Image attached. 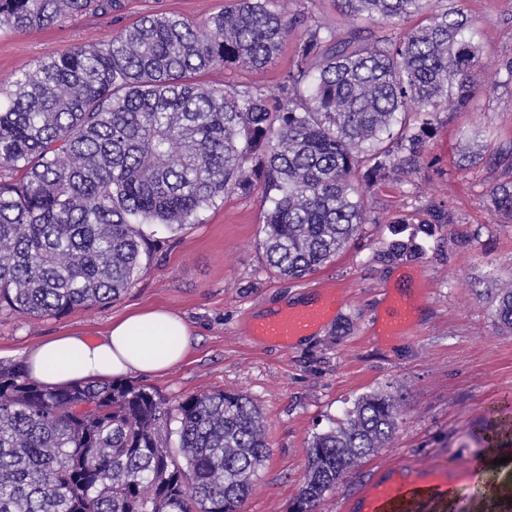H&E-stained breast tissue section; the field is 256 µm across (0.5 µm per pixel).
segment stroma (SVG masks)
Instances as JSON below:
<instances>
[{
	"mask_svg": "<svg viewBox=\"0 0 512 512\" xmlns=\"http://www.w3.org/2000/svg\"><path fill=\"white\" fill-rule=\"evenodd\" d=\"M117 16L89 14L39 30L0 29V90L12 75L69 46H99L146 13H167L198 24L228 0H121ZM478 28L475 38L487 66V93L468 112L440 113L425 161L413 174L384 181L367 194L363 232L314 273L285 279L269 269L258 248L262 209L256 197L235 193L216 199L199 221L172 233L155 227V254L118 300L63 317L30 318L0 310V362L24 361L42 340L62 334L100 336L112 321L131 313L163 309L182 316L192 330L185 359L159 375H132L170 402L224 389L254 399L263 412L271 456L259 473L245 512H284L296 495L309 439L361 394L379 389L400 397L399 430L377 459L366 460L326 498L322 512H340L355 496L376 461L402 458L443 464L486 457L491 448L471 435L503 396H512V331L494 319L492 301L512 284V226L499 224L488 189L495 179L485 165L462 170L464 150L494 155L512 145V79L497 61L512 57V0H465ZM289 11L306 10L337 38L357 25L339 0H291ZM286 41L261 69H217L210 85L242 84L268 97L281 94L293 65ZM448 206L454 223L436 227L422 257L385 262L380 253L396 221L416 224L431 208ZM470 243L462 247L459 235ZM331 286L343 298L336 315L290 349L253 339L259 316L291 307ZM407 289L417 306V324L402 336L370 329L383 314L389 289ZM470 512H507L512 480L480 473L463 489Z\"/></svg>",
	"mask_w": 512,
	"mask_h": 512,
	"instance_id": "obj_1",
	"label": "stroma"
}]
</instances>
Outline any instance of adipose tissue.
<instances>
[{
    "mask_svg": "<svg viewBox=\"0 0 512 512\" xmlns=\"http://www.w3.org/2000/svg\"><path fill=\"white\" fill-rule=\"evenodd\" d=\"M192 332L179 315L165 310L136 312L112 322L97 339L56 336L30 351L29 376L48 386L102 381L129 374L157 375L186 355Z\"/></svg>",
    "mask_w": 512,
    "mask_h": 512,
    "instance_id": "adipose-tissue-1",
    "label": "adipose tissue"
}]
</instances>
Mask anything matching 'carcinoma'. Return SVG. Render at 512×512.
<instances>
[{
	"label": "carcinoma",
	"instance_id": "cac0c4a2",
	"mask_svg": "<svg viewBox=\"0 0 512 512\" xmlns=\"http://www.w3.org/2000/svg\"><path fill=\"white\" fill-rule=\"evenodd\" d=\"M347 13L397 24L403 36L355 28L340 40L279 0H230L196 26L148 13L97 47L71 46L16 72L0 103V309L60 317L108 304L152 254L146 228L180 229L226 193L257 195L267 266L299 279L336 257L365 224L364 195L418 170L439 112H466L487 89L473 18L422 0H342ZM120 0H0V28L26 31L77 14L110 16ZM294 62L281 97L213 86L216 68L268 65L288 37ZM489 187L512 224V147ZM20 177L15 179L13 174ZM437 208L390 261L421 252ZM498 324L512 330V287ZM399 399L360 395L306 448L286 512L319 505L399 429ZM271 455L265 417L240 392L169 404L152 387L84 382L46 387L21 363L0 364V512H242Z\"/></svg>",
	"mask_w": 512,
	"mask_h": 512
}]
</instances>
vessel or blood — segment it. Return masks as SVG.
Listing matches in <instances>:
<instances>
[{"label": "vessel or blood", "mask_w": 512, "mask_h": 512, "mask_svg": "<svg viewBox=\"0 0 512 512\" xmlns=\"http://www.w3.org/2000/svg\"><path fill=\"white\" fill-rule=\"evenodd\" d=\"M339 308L336 296L329 295L268 316L254 325L252 333L288 347L336 315ZM389 310L390 329L407 327L415 320V307L404 296H394ZM476 475L477 468L470 462L453 466L427 460L398 462L381 468L344 508L346 512H424L429 505L450 504L462 512L466 497L461 488Z\"/></svg>", "instance_id": "1"}]
</instances>
